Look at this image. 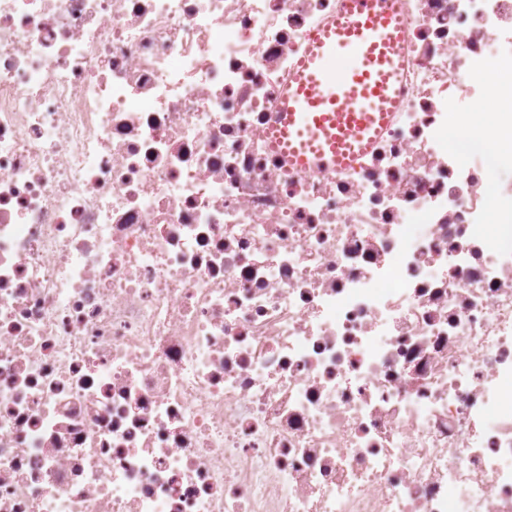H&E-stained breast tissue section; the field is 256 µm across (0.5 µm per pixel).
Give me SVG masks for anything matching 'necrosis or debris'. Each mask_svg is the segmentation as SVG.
I'll use <instances>...</instances> for the list:
<instances>
[{
    "label": "necrosis or debris",
    "mask_w": 512,
    "mask_h": 512,
    "mask_svg": "<svg viewBox=\"0 0 512 512\" xmlns=\"http://www.w3.org/2000/svg\"><path fill=\"white\" fill-rule=\"evenodd\" d=\"M341 2L0 0V512H512V0H397L392 121L303 174ZM453 112H460L459 109L452 108L448 112V122L451 125L448 146L451 149L458 151H465L469 154L473 146L479 145L482 141V124L481 121L475 120L466 125L457 128L456 114ZM457 128L455 134L451 137L453 130ZM451 137V138H450ZM469 149V150H468Z\"/></svg>",
    "instance_id": "4bbe7bcc"
}]
</instances>
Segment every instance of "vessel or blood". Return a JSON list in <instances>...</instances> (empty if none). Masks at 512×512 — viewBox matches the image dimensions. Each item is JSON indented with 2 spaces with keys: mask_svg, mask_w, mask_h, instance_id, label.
I'll use <instances>...</instances> for the list:
<instances>
[{
  "mask_svg": "<svg viewBox=\"0 0 512 512\" xmlns=\"http://www.w3.org/2000/svg\"><path fill=\"white\" fill-rule=\"evenodd\" d=\"M404 26L392 0H347L343 20L313 33L270 126L290 165L348 166L387 125L404 67Z\"/></svg>",
  "mask_w": 512,
  "mask_h": 512,
  "instance_id": "obj_1",
  "label": "vessel or blood"
}]
</instances>
